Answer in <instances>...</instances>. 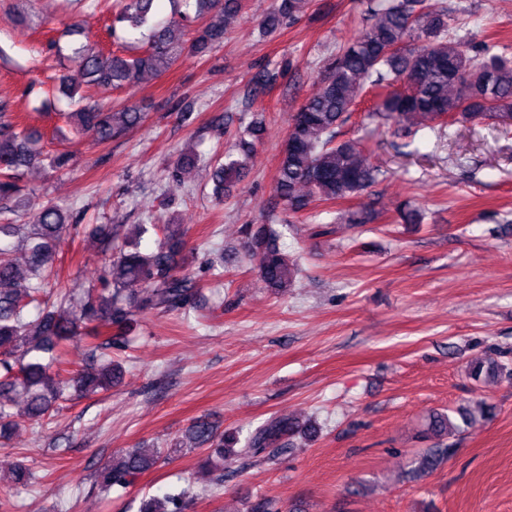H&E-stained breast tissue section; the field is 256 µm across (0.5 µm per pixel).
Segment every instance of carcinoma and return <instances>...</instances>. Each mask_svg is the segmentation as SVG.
<instances>
[{"instance_id": "cac0c4a2", "label": "carcinoma", "mask_w": 512, "mask_h": 512, "mask_svg": "<svg viewBox=\"0 0 512 512\" xmlns=\"http://www.w3.org/2000/svg\"><path fill=\"white\" fill-rule=\"evenodd\" d=\"M159 0H117L110 27L118 45L140 35L145 48L136 55L107 54L85 34L75 19L68 24L74 37L73 55L80 60L82 81L60 77V93L75 109L67 113L77 130H92L100 143L119 139L124 131L144 122L141 108L128 101L107 108L86 102L83 88L100 92L131 89L143 75L169 71L185 51L204 56L224 39V19L240 10V0H172L181 9L157 19ZM310 0H279L263 21L265 32L281 21L306 11ZM205 20L190 40L186 23ZM375 91L372 114L404 130L424 121L438 123L512 117V61L484 46L471 51L453 37L447 9L427 0H390L372 10L368 23L336 55L317 81L316 88L294 115L281 151L273 193L288 211L300 213L316 200L336 201L360 194L377 179L367 148L354 139H338V129L356 110L367 90ZM45 158L41 136L20 126L0 105V203L14 202L4 213L27 206L18 185L20 173ZM49 166L67 168L71 154L60 152ZM206 164L212 169L213 198L223 201L224 188L248 176L246 158L234 150L224 161L202 154H181L174 173ZM77 227L59 205L41 204L34 224H17L0 218V241L16 239L25 246L24 262L11 247L0 249V439H10L17 417L39 422L51 415L56 403L73 391L87 394L112 388L115 364L110 351L120 350L141 312L173 313L193 307L196 283L181 272L178 255L182 232L177 224H138L133 235H124L112 251V230L100 226L95 233L105 254L112 255L101 287L89 290L71 306L74 295L65 292L54 301L39 299L48 287L57 248ZM156 235V251L146 254L140 242ZM248 256L256 260L260 281L274 291L290 285L296 265L277 244L279 231L270 224L242 228ZM90 337L80 369L71 374L62 368L61 350ZM508 373V366L494 359L470 362L468 375L475 382ZM25 397L23 410L13 412L17 396ZM462 424L443 413L429 417L424 437L438 445L421 454L412 472L431 473L455 451L444 442L464 431L474 419L459 413ZM315 428L289 417H274L256 430L241 448L234 432L218 433L206 420L194 424L189 440L209 447L204 465L214 481L224 480V460L256 457L290 448L297 436L310 438ZM159 452L127 448L99 472L101 487L125 489L159 461ZM185 493L149 496L139 512H181Z\"/></svg>"}]
</instances>
